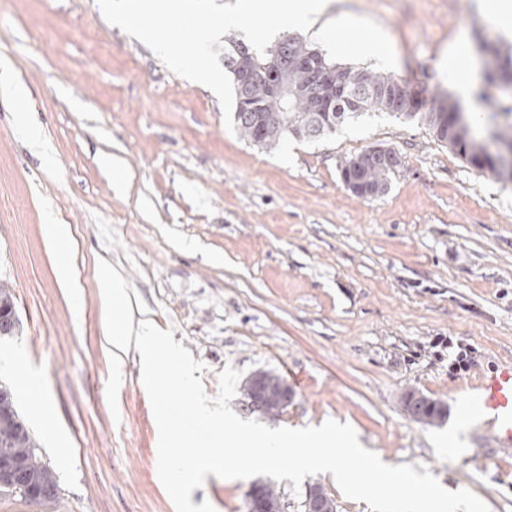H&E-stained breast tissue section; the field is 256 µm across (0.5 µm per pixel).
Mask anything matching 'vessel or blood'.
Wrapping results in <instances>:
<instances>
[{
	"label": "vessel or blood",
	"mask_w": 512,
	"mask_h": 512,
	"mask_svg": "<svg viewBox=\"0 0 512 512\" xmlns=\"http://www.w3.org/2000/svg\"><path fill=\"white\" fill-rule=\"evenodd\" d=\"M465 392L469 401L463 414L480 421L496 447H512V360L503 363L489 375L471 379Z\"/></svg>",
	"instance_id": "1"
}]
</instances>
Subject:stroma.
Returning <instances> with one entry per match:
<instances>
[{
  "label": "stroma",
  "instance_id": "1",
  "mask_svg": "<svg viewBox=\"0 0 512 512\" xmlns=\"http://www.w3.org/2000/svg\"><path fill=\"white\" fill-rule=\"evenodd\" d=\"M479 0H330L356 36L395 47L393 76L426 92L452 88L441 63L512 35ZM31 92L28 107L54 158L44 164L0 100V281L16 297L18 333L0 340L38 374L40 422L15 371L0 369L59 486L46 509L0 497V512H176L157 470L158 429L135 357L115 362L100 268L120 278L138 318L172 330L218 393L226 365L281 376L290 428L332 419L395 465H423L512 512V447H487L459 412L465 383L512 359V183L463 163L422 123L372 112L315 141L262 148L230 133L218 98L173 72L103 18L97 0H5L0 61ZM86 102L84 111L73 100ZM373 146L403 167L387 192L359 197L346 160ZM131 171L115 189L98 164ZM53 211L70 229L74 285L57 277ZM471 348L455 371L438 340ZM444 404L440 427L410 420L402 397ZM249 480L207 475L191 494L242 512Z\"/></svg>",
  "mask_w": 512,
  "mask_h": 512
}]
</instances>
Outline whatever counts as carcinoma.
Masks as SVG:
<instances>
[{
	"mask_svg": "<svg viewBox=\"0 0 512 512\" xmlns=\"http://www.w3.org/2000/svg\"><path fill=\"white\" fill-rule=\"evenodd\" d=\"M490 52L503 74L512 78V52L493 45ZM292 54L313 56L320 66L336 70V85H328V97L336 103V111L316 112L304 94L294 92L307 77L291 59L279 63L275 76L276 81L288 87L286 96L273 90L263 78L247 83L237 80L246 73L263 72L276 57L275 47L266 49L263 55L250 47L243 53L231 47L224 52V69L232 79L235 100L243 99L249 105L247 110L234 112L235 126L247 141L271 148L288 137L316 139L365 112H387L423 122L439 142L461 157L477 161L474 168L490 172L501 182L512 183V96L497 98L479 94V99L491 106L488 112L491 129L486 141L479 139L461 105L449 96L435 95L429 99L403 79L369 68L337 65L301 40L293 44ZM502 117L507 121L501 124L498 119ZM399 170L400 167L384 158L365 159L360 152L346 161L341 177L353 175L362 181V188L355 195L375 197L388 190ZM0 462L23 464L25 486L46 489L38 505L45 507L58 498L55 476L42 460L36 440L16 409L11 390L2 385Z\"/></svg>",
	"mask_w": 512,
	"mask_h": 512,
	"instance_id": "cac0c4a2",
	"label": "carcinoma"
}]
</instances>
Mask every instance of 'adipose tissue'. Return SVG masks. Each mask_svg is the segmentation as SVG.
Returning a JSON list of instances; mask_svg holds the SVG:
<instances>
[{"mask_svg": "<svg viewBox=\"0 0 512 512\" xmlns=\"http://www.w3.org/2000/svg\"><path fill=\"white\" fill-rule=\"evenodd\" d=\"M0 97L8 100L15 109H23L29 99L27 87L18 81L9 68L0 69ZM26 136L34 146L42 144V127L30 120L29 116L21 118ZM98 285L109 307L112 319L106 330L107 340L115 357H122L130 350H137L141 359L142 379L148 388H155L159 382L161 363H174L175 355L166 341L157 336L148 322H141L139 327H132L124 315L127 292L124 284L111 278L107 272H100Z\"/></svg>", "mask_w": 512, "mask_h": 512, "instance_id": "adipose-tissue-1", "label": "adipose tissue"}]
</instances>
